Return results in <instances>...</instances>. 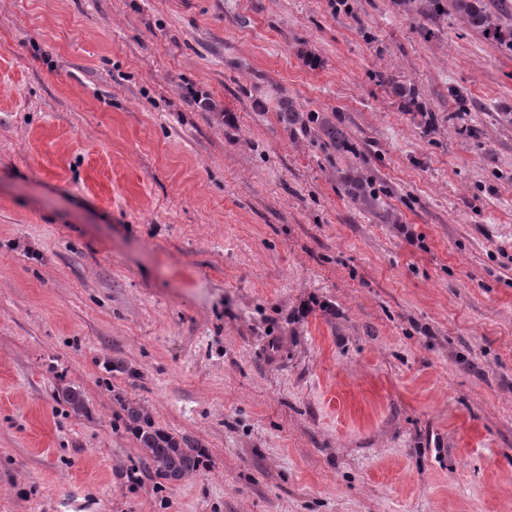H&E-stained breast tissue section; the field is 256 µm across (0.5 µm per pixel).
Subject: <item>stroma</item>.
<instances>
[{
    "instance_id": "1",
    "label": "stroma",
    "mask_w": 512,
    "mask_h": 512,
    "mask_svg": "<svg viewBox=\"0 0 512 512\" xmlns=\"http://www.w3.org/2000/svg\"><path fill=\"white\" fill-rule=\"evenodd\" d=\"M422 22L0 0V512H512V51ZM127 401L205 469L145 473ZM391 89L396 97L400 99L402 107L408 112H421L425 113L426 124L432 126L434 117L430 110H428L422 102L418 99V94L411 86L407 87L401 84H391ZM280 112L288 113V124L296 129L299 125V129L303 135H307L314 129L315 124L318 129L328 138L331 144L336 147V150L343 153H351L354 156L358 155L357 149L350 139L346 136L344 131L336 125V122L329 120L328 118H321L315 116L310 112L306 113V116L299 111L293 101L282 98L278 102Z\"/></svg>"
}]
</instances>
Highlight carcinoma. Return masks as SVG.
<instances>
[{
	"mask_svg": "<svg viewBox=\"0 0 512 512\" xmlns=\"http://www.w3.org/2000/svg\"><path fill=\"white\" fill-rule=\"evenodd\" d=\"M404 11H415L421 16L436 20L451 13L457 15L466 28L479 33L486 41L512 51V25L503 20V14L512 13V0H499V8L494 9L489 0H398ZM391 89L400 99L402 107L409 112H421L426 115V124L431 126L434 117L412 87L391 84ZM279 111L288 113V124L299 127L306 135L318 128L336 150L358 155L357 149L344 131L335 122L319 118L314 114H303L293 101L283 98L278 102ZM352 199L368 203L375 196L373 182L360 175L347 181ZM71 409L76 413L85 410V402L80 390L70 387L62 391ZM126 428L133 431L140 440L143 451L142 463L146 472L154 474L170 483L200 473L204 453L199 448H188L176 437L153 428V423L142 409L132 404L124 406Z\"/></svg>",
	"mask_w": 512,
	"mask_h": 512,
	"instance_id": "carcinoma-1",
	"label": "carcinoma"
}]
</instances>
